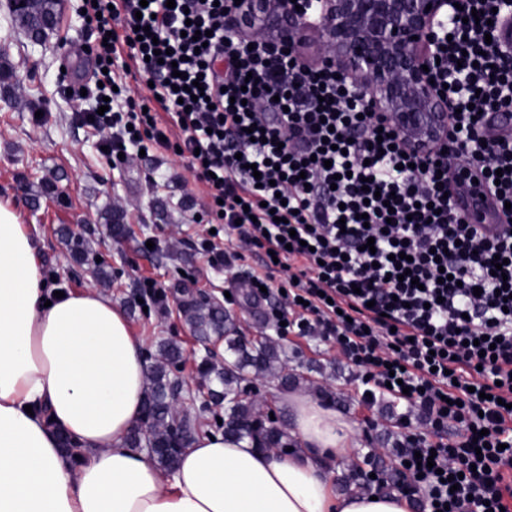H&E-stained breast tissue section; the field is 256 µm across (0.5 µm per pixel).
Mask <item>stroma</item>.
Here are the masks:
<instances>
[{"mask_svg":"<svg viewBox=\"0 0 512 512\" xmlns=\"http://www.w3.org/2000/svg\"><path fill=\"white\" fill-rule=\"evenodd\" d=\"M79 0H64L56 30L41 45L29 40L6 39L0 59L14 68L28 66L39 91L30 106L18 109L0 88V201L20 214L38 246L45 272L57 287L71 291L92 288L123 309L136 336L143 342L146 364L157 357L162 340L177 343L183 351L182 376L191 388L201 377L197 355L202 348L178 309L181 292L202 299H223L241 324L245 336L265 330L266 306L255 304L247 288L257 260L250 247L237 245L243 258L216 267L197 248L206 239L212 217L207 198L186 167L185 160L163 153L156 158L129 155L113 167L104 154L98 132L77 119L76 102L64 94L60 63L64 39L78 46L93 42L78 15ZM139 201L128 211L125 235H108L102 212L111 193ZM91 225L95 234L91 252L112 272L111 285L100 283L92 263L74 260L60 236L61 228L79 230ZM177 225L182 244L168 251L165 240L170 225ZM164 289L162 303L142 306L139 297L147 283ZM289 366L319 383L312 396L346 417L354 428L353 456L363 459L373 448H392L406 431L420 428L417 413L402 426V409L395 403L362 397L361 370L322 336L284 335Z\"/></svg>","mask_w":512,"mask_h":512,"instance_id":"stroma-1","label":"stroma"}]
</instances>
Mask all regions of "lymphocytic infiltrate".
I'll use <instances>...</instances> for the list:
<instances>
[{"mask_svg": "<svg viewBox=\"0 0 512 512\" xmlns=\"http://www.w3.org/2000/svg\"><path fill=\"white\" fill-rule=\"evenodd\" d=\"M166 2L82 0V25L98 38L86 76L109 103L81 120L119 129L115 153L179 152L218 232L254 247L263 271L250 277L252 296L271 271L288 274L272 320L332 339L372 392L423 412L426 429L407 435L403 458L424 512H512V230L486 236L452 198L455 185L478 180L510 203L512 223V54L500 49V0H461L448 24L437 66L447 154L425 165L334 67L227 33L234 0ZM198 31L207 47L197 48ZM133 75L151 85L140 102L119 93ZM495 118L509 123L502 141L480 150ZM418 456L434 467H418Z\"/></svg>", "mask_w": 512, "mask_h": 512, "instance_id": "1", "label": "lymphocytic infiltrate"}]
</instances>
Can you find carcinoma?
Listing matches in <instances>:
<instances>
[{"label":"carcinoma","instance_id":"cac0c4a2","mask_svg":"<svg viewBox=\"0 0 512 512\" xmlns=\"http://www.w3.org/2000/svg\"><path fill=\"white\" fill-rule=\"evenodd\" d=\"M21 2V8L9 11L6 37L22 35L39 43L60 17L63 0ZM104 219L114 235H124L126 228L120 224L122 211L108 205ZM62 239L71 252H86L87 240L83 235L64 231ZM180 312L203 349H208L214 341H224L223 364L202 356L199 365L208 400L224 405V437L245 441L257 448L289 447L287 432L255 421L259 402L248 397L242 387L253 379L264 380L269 376L278 378L283 388L296 386V375L288 369L284 344L270 340L267 333L251 342L243 341L235 318L217 302L188 298L181 304ZM181 358L179 346L169 341L160 344L158 358L146 374L142 417L126 438L127 447L148 452L151 460L167 471L175 467L182 453L179 436L192 440L196 435V418L181 414L172 404V392L177 384L172 368Z\"/></svg>","mask_w":512,"mask_h":512}]
</instances>
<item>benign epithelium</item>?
<instances>
[{
    "label": "benign epithelium",
    "mask_w": 512,
    "mask_h": 512,
    "mask_svg": "<svg viewBox=\"0 0 512 512\" xmlns=\"http://www.w3.org/2000/svg\"><path fill=\"white\" fill-rule=\"evenodd\" d=\"M459 0H322L316 21L288 15V0H241L237 18L250 20L246 35L265 41L272 31L294 46L311 33L317 56L336 68L364 107L392 122L401 145L424 157L444 148L448 100L438 90L431 69L437 60L439 33L455 14ZM506 36L512 51V0H502ZM428 70H423L422 66Z\"/></svg>",
    "instance_id": "7a95c632"
}]
</instances>
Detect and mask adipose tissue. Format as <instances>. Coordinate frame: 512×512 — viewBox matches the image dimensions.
Masks as SVG:
<instances>
[{
    "label": "adipose tissue",
    "instance_id": "obj_1",
    "mask_svg": "<svg viewBox=\"0 0 512 512\" xmlns=\"http://www.w3.org/2000/svg\"><path fill=\"white\" fill-rule=\"evenodd\" d=\"M55 290L0 202V512H411L401 494L336 492L325 462L350 457L353 426L302 392L288 400L301 451L205 432L164 474L125 444L142 415L141 340L96 290Z\"/></svg>",
    "mask_w": 512,
    "mask_h": 512
}]
</instances>
